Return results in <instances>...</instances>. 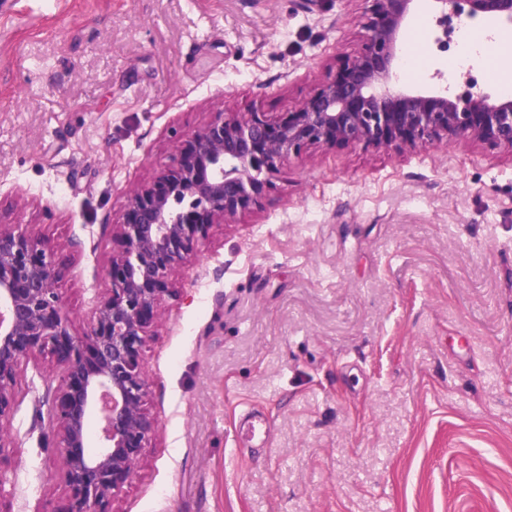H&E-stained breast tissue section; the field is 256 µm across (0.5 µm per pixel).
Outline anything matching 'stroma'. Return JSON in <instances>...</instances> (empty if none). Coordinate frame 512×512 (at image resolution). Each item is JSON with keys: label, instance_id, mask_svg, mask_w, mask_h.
<instances>
[{"label": "stroma", "instance_id": "35a3bbf8", "mask_svg": "<svg viewBox=\"0 0 512 512\" xmlns=\"http://www.w3.org/2000/svg\"><path fill=\"white\" fill-rule=\"evenodd\" d=\"M366 0H0V224L52 249L71 331L176 134L297 108ZM402 85L465 78L433 53ZM174 270L144 351L157 428L111 512H512V150L312 145ZM49 359L23 363L7 512L65 496ZM269 419L258 455L243 410Z\"/></svg>", "mask_w": 512, "mask_h": 512}]
</instances>
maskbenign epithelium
Wrapping results in <instances>:
<instances>
[{"label": "benign epithelium", "mask_w": 512, "mask_h": 512, "mask_svg": "<svg viewBox=\"0 0 512 512\" xmlns=\"http://www.w3.org/2000/svg\"><path fill=\"white\" fill-rule=\"evenodd\" d=\"M367 35L333 76L295 110L269 118L220 112L176 138L173 163L133 190L119 224L107 289L90 330L71 333L58 288L61 269L36 235L0 225V425L10 418L21 363L50 358L60 385L52 401L65 498L57 512H110L156 430L145 409L142 352L173 291L171 272L210 228L259 202L272 174L313 144L413 148L474 137L512 148V99L464 97L397 86L398 45L414 0H367ZM441 18L512 21V0H435ZM98 416V449L89 420Z\"/></svg>", "instance_id": "benign-epithelium-1"}]
</instances>
